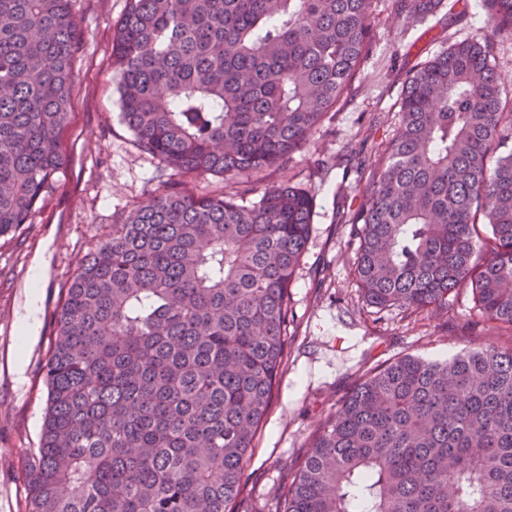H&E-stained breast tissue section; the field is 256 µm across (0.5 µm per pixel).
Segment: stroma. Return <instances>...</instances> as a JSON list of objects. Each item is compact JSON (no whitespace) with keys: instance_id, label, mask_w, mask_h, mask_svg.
<instances>
[{"instance_id":"stroma-1","label":"stroma","mask_w":512,"mask_h":512,"mask_svg":"<svg viewBox=\"0 0 512 512\" xmlns=\"http://www.w3.org/2000/svg\"><path fill=\"white\" fill-rule=\"evenodd\" d=\"M80 31L73 62L70 117L60 139L67 163L33 207L26 224L0 237V512H27L25 464L39 445L46 411L44 365L62 290L91 247L117 218L172 185L198 196L226 192L254 201L287 183L313 195V231L289 288L287 345L264 424L244 471L238 512H274L288 474L313 435L369 370L413 354L429 360L490 343L508 345L482 321L469 288L444 311H377L352 269L358 248L354 216L383 144L398 125L411 73L467 39L491 36L480 0H442L421 20L398 16L394 0H371L369 51L341 102L310 143L249 186L220 175H179L143 151L122 123L112 40L126 0H71ZM36 319L27 341L20 324Z\"/></svg>"}]
</instances>
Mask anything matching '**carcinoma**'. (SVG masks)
Listing matches in <instances>:
<instances>
[{
	"label": "carcinoma",
	"mask_w": 512,
	"mask_h": 512,
	"mask_svg": "<svg viewBox=\"0 0 512 512\" xmlns=\"http://www.w3.org/2000/svg\"><path fill=\"white\" fill-rule=\"evenodd\" d=\"M407 18L441 0H395ZM370 0H127L120 117L184 175L248 177L299 152L368 50ZM512 38V0H483ZM69 0H0V237L63 167ZM491 39L407 80L358 213L354 276L383 311L471 289L512 333V99ZM301 188L251 205L174 186L112 225L65 290L28 512H235L283 360L311 234ZM278 512H512V345L377 366L317 430Z\"/></svg>",
	"instance_id": "carcinoma-1"
}]
</instances>
